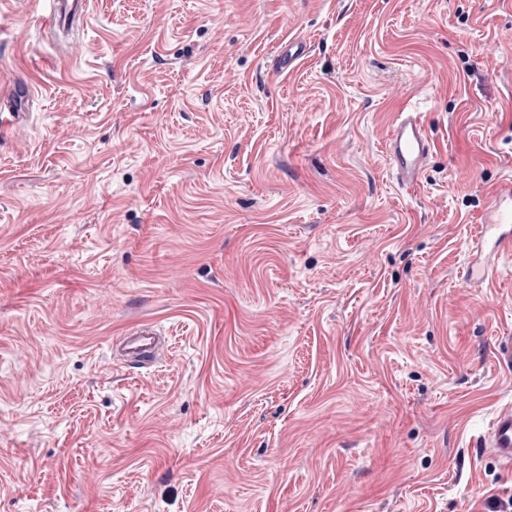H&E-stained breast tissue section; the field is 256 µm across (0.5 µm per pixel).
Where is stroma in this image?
<instances>
[{
    "mask_svg": "<svg viewBox=\"0 0 512 512\" xmlns=\"http://www.w3.org/2000/svg\"><path fill=\"white\" fill-rule=\"evenodd\" d=\"M0 0V512H487L512 0ZM303 39L306 55L283 68ZM436 140L417 196L383 139ZM157 326L170 357L113 362ZM50 11L47 17L49 29L56 35L71 31L83 20L88 2L86 0H48ZM31 96V92L26 85L17 84L13 87L8 99H1L0 103V137L6 133L17 129L26 112H19L18 102H21ZM385 147L393 182L410 196L417 193L422 173L434 151V141L421 113L411 104L394 114ZM485 223L475 231L474 249L479 259L466 264V283L484 281L490 271H497L499 259L512 256V177L504 178L496 187Z\"/></svg>",
    "mask_w": 512,
    "mask_h": 512,
    "instance_id": "obj_1",
    "label": "stroma"
}]
</instances>
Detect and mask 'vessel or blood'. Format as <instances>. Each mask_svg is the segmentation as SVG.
Wrapping results in <instances>:
<instances>
[{
	"mask_svg": "<svg viewBox=\"0 0 512 512\" xmlns=\"http://www.w3.org/2000/svg\"><path fill=\"white\" fill-rule=\"evenodd\" d=\"M47 24L52 32L66 33L83 20L87 0H49ZM25 85H15L6 101L0 103V137L17 129L23 118L17 106L29 98ZM388 169L393 182L406 194L421 187L422 173L433 154L430 137L420 112L404 106L392 118L385 138ZM475 261L465 266L463 279L468 283L484 281L496 271L501 258L512 256V177L504 178L496 187L484 224L475 231ZM169 345L160 331L149 324L128 328L120 338L114 359L123 364L150 367L163 361ZM482 448L488 449L506 467H512V401L500 406L480 437Z\"/></svg>",
	"mask_w": 512,
	"mask_h": 512,
	"instance_id": "1",
	"label": "vessel or blood"
}]
</instances>
